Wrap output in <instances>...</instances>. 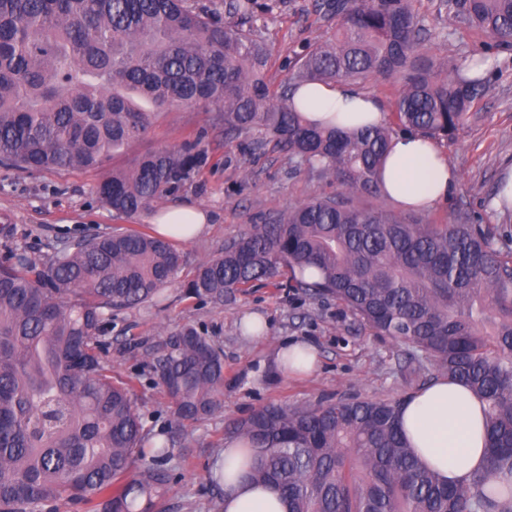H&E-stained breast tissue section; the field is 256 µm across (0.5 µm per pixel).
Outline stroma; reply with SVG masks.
Wrapping results in <instances>:
<instances>
[{"label": "stroma", "mask_w": 512, "mask_h": 512, "mask_svg": "<svg viewBox=\"0 0 512 512\" xmlns=\"http://www.w3.org/2000/svg\"><path fill=\"white\" fill-rule=\"evenodd\" d=\"M269 11L244 20L265 43L270 59L266 79L273 87L296 74L291 62L302 49L328 40L336 22L320 12V0H269ZM438 0L417 7L430 31L423 50L438 59L467 64L470 55L440 15ZM490 87L469 122L442 148L458 173L447 199L429 212L451 224H511L512 208L493 205V190L512 178V51L500 52L487 66ZM205 133L210 161L174 195L153 203L150 211L116 216L98 197L100 170H18L0 164V261L24 250L45 259L55 249L88 234L115 228L152 231L150 213L183 202L210 212L203 234L177 243L183 256L181 280L166 287L158 301L114 312L105 327L110 343L106 360L114 380L128 383L145 431L168 429L170 400L155 382L145 355L164 336L190 325L224 351V407L186 423L163 466L170 481L159 512H221L220 489L211 483L216 455L230 436L231 423L268 404L309 406L344 398L403 400L418 384L405 369L402 345L379 336L348 308L316 300L291 288H253L225 295L215 304L186 295L181 285L197 265L221 252L250 225L287 212L313 195L332 194L336 185L315 172L291 168L287 156L261 133L228 140L210 127L202 112L158 114L147 136L114 156L108 169L131 168L135 160L164 146ZM255 315L266 331L253 338L243 331L245 314ZM312 344L319 364L307 376L272 373L269 357L281 342Z\"/></svg>", "instance_id": "35a3bbf8"}]
</instances>
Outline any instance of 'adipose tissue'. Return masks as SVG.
I'll list each match as a JSON object with an SVG mask.
<instances>
[{
    "label": "adipose tissue",
    "mask_w": 512,
    "mask_h": 512,
    "mask_svg": "<svg viewBox=\"0 0 512 512\" xmlns=\"http://www.w3.org/2000/svg\"><path fill=\"white\" fill-rule=\"evenodd\" d=\"M294 102L314 123L351 131L381 123L378 101L346 82L310 84L293 93ZM458 175L436 140L416 132L394 136L388 145L381 194L404 210L427 211L446 198ZM157 232L184 242L199 237L209 221L201 208L186 203L154 218ZM484 403L464 383L440 379L406 397L399 423L419 463L446 484L465 485L486 466ZM224 512H285L277 493L252 485L244 476L240 442L228 438L220 455Z\"/></svg>",
    "instance_id": "ef3b65f1"
}]
</instances>
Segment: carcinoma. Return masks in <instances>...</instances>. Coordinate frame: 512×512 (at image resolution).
I'll return each instance as SVG.
<instances>
[{
	"label": "carcinoma",
	"instance_id": "1",
	"mask_svg": "<svg viewBox=\"0 0 512 512\" xmlns=\"http://www.w3.org/2000/svg\"><path fill=\"white\" fill-rule=\"evenodd\" d=\"M418 0H324L336 36L299 59L297 84L376 79L397 86L388 120L347 133L307 122L288 90L264 78L269 53L224 25L271 5L226 0H0V162L19 169H101L143 138L160 111L209 114L230 138L258 129L336 183L266 224L251 225L196 267L187 294L214 303L257 283L334 299L402 343L410 374L468 385L486 401V471L465 488L421 466L399 429L400 402L269 404L232 423L251 453L250 479L286 512H512V226L447 224L354 199L380 195L392 133L452 139L484 96L485 55L512 46V0H439L463 41L480 45L469 75L426 57ZM203 134L140 157L97 186L120 216L149 208L206 164ZM182 265L170 241L126 229L87 236L45 264L0 263V512H152L168 472L125 482L149 449L168 457L184 423L223 408L224 354L184 326L150 351L173 423L144 433L129 385L112 378L98 337L112 310L151 301Z\"/></svg>",
	"mask_w": 512,
	"mask_h": 512
}]
</instances>
